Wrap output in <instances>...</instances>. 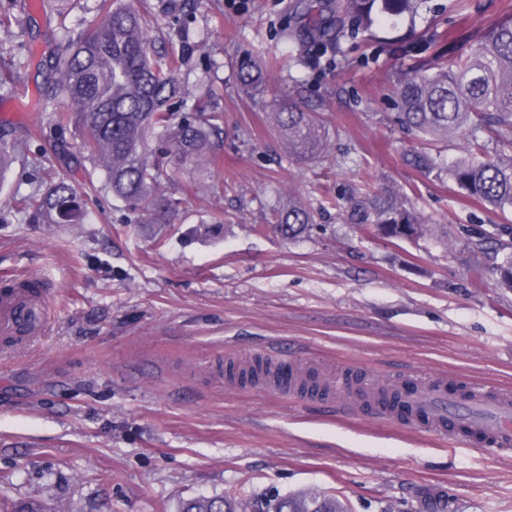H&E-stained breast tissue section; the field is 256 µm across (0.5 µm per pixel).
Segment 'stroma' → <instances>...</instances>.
Here are the masks:
<instances>
[{
    "instance_id": "stroma-1",
    "label": "stroma",
    "mask_w": 512,
    "mask_h": 512,
    "mask_svg": "<svg viewBox=\"0 0 512 512\" xmlns=\"http://www.w3.org/2000/svg\"><path fill=\"white\" fill-rule=\"evenodd\" d=\"M0 0V144L28 143L0 173V284L53 289L34 342H0V512L36 501L43 512H176L182 500L228 495L244 506L320 489L349 512H512V454L449 444L445 432L397 415L378 419L337 378L375 386L448 381L512 391V291L497 288L489 255L512 213L453 182L405 166L430 148L448 162L462 138L426 144L396 121L385 83L407 65L382 45L343 40L317 55L302 0H128L180 52L188 87L174 109L223 113L217 172L167 185L181 201L169 223L139 224L110 193L83 224H31L12 198L46 174L71 172L78 143L59 124L63 98L46 80L53 57L101 17V0ZM512 0H428L415 24L476 39ZM271 65L243 93L244 59ZM300 92L328 119L326 166L291 162L269 121ZM404 192L433 238L392 243L321 211L360 200L364 184ZM297 198L315 212L303 237L256 232ZM331 385L300 396L224 377L256 356Z\"/></svg>"
}]
</instances>
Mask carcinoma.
I'll use <instances>...</instances> for the list:
<instances>
[{"label":"carcinoma","mask_w":512,"mask_h":512,"mask_svg":"<svg viewBox=\"0 0 512 512\" xmlns=\"http://www.w3.org/2000/svg\"><path fill=\"white\" fill-rule=\"evenodd\" d=\"M425 0H338L335 29L327 28L321 6L304 13L309 29L324 35L319 42L330 50L340 39L373 36L374 30L395 27L411 19ZM106 20L68 43L55 57L58 93L65 98L67 122L80 134L79 153L104 174V187L137 211L143 224H162L180 200L161 192V185L187 170L215 163L223 133V113L201 110L179 115L171 106L185 93L180 81L184 57L155 51V39L144 15L120 0H101ZM430 55H425V52ZM415 62L390 81L398 99V121L426 141L462 134L465 156L448 166L425 150L403 157L405 165L425 176L453 181L468 196L500 212H512V18L492 24L488 35L472 40L439 26L410 42ZM263 70L243 64L238 71L246 90L260 85ZM272 123L288 148V159L306 162L321 157L327 127L294 98L271 112ZM164 144L162 156L149 150V138ZM25 143L0 145V165L19 159ZM92 181L78 188L58 175L46 189L24 200L31 224H83L86 200L96 194ZM313 211L300 204L273 213V222L258 226L285 240L302 235L313 223ZM345 219L372 229L390 242L404 236L428 239L420 213L394 190L369 193L354 204ZM501 287L512 290V254L494 262ZM273 374L259 363L248 371L228 369V376L254 380ZM399 388L383 389L374 400L380 410H411ZM347 512L336 496L319 489L276 495L260 503L257 512ZM179 512H242L229 496H196Z\"/></svg>","instance_id":"cac0c4a2"}]
</instances>
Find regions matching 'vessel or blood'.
Instances as JSON below:
<instances>
[{"label": "vessel or blood", "mask_w": 512, "mask_h": 512, "mask_svg": "<svg viewBox=\"0 0 512 512\" xmlns=\"http://www.w3.org/2000/svg\"><path fill=\"white\" fill-rule=\"evenodd\" d=\"M51 291L33 296L19 288L0 289V335H14L21 323H29L30 337H37L45 325ZM412 405L422 407L429 420L452 418L457 429L474 441L497 449H512V396L484 390L467 396L449 392L444 386L418 384L408 396Z\"/></svg>", "instance_id": "vessel-or-blood-1"}]
</instances>
